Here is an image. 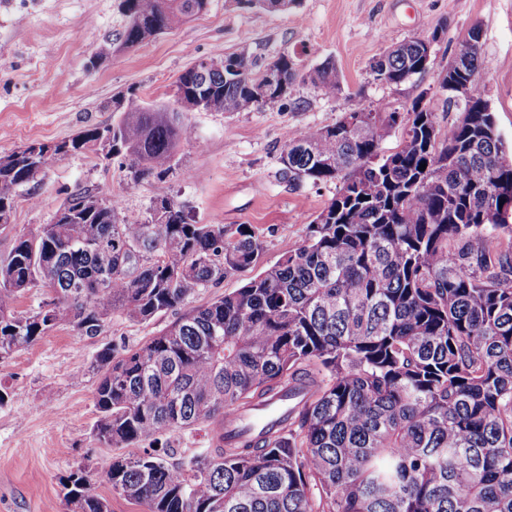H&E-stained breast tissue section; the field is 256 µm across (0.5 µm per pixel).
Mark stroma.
Instances as JSON below:
<instances>
[{
  "label": "stroma",
  "instance_id": "1",
  "mask_svg": "<svg viewBox=\"0 0 512 512\" xmlns=\"http://www.w3.org/2000/svg\"><path fill=\"white\" fill-rule=\"evenodd\" d=\"M120 0H0V154L27 142L54 143L89 125L111 123L112 101L169 104L178 77L197 58H223L249 49L262 59L295 55L302 74L333 60L340 92L323 95L311 83L291 97L252 112L181 113L195 132L181 143L177 163L164 178L129 185L119 161L68 156L23 186L10 224L0 226V256L17 235L49 223L68 193L79 188L119 197L141 213L162 196L174 197L193 220H217L227 235L239 225L259 232L257 267L228 272L190 296L185 309L236 291L258 269L274 265L303 241L308 223L336 192L335 184H293L281 171L283 136L291 128H321L344 112L390 106L406 112L423 98L439 133L459 113L437 80L472 26L481 29L478 90L512 145V0H300L285 12L242 10L233 0H209L206 10L139 47L113 55L97 68L96 46L116 34L125 18ZM439 33L424 74L401 85L373 82L370 62L395 43ZM178 317L167 311L146 322L113 314L103 334L80 336L62 325L28 348L0 359V512H68L62 476L91 470L96 494L112 512H146L145 505L114 493L104 477L114 451L92 434L97 418L95 356L106 346L134 349Z\"/></svg>",
  "mask_w": 512,
  "mask_h": 512
}]
</instances>
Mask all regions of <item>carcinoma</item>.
Listing matches in <instances>:
<instances>
[{
    "label": "carcinoma",
    "mask_w": 512,
    "mask_h": 512,
    "mask_svg": "<svg viewBox=\"0 0 512 512\" xmlns=\"http://www.w3.org/2000/svg\"><path fill=\"white\" fill-rule=\"evenodd\" d=\"M240 9L286 11L299 0H233ZM208 0H121L125 25L100 43L104 61L180 27ZM464 67L481 68L480 40ZM269 66L277 101L305 81L283 52L261 63L243 48L224 70L196 59L179 78L184 110L263 107ZM429 63L417 38L370 65L373 81L401 85ZM312 85L333 97L336 64ZM110 125L0 155V224L19 189L63 157L129 161L131 181L163 177L193 138L178 110L113 101ZM360 135L347 116L289 131L280 163L288 182L336 183L303 243L235 292L193 308L135 349L107 346L95 363V439L119 453L106 479L148 512H512V149L492 112H466L438 136L434 114L381 116ZM403 126L396 150L382 143ZM426 169L419 170L421 165ZM262 243L248 226L200 224L165 197L143 214L73 192L47 224L0 258V358L66 323L98 336L116 312L147 321L175 310L233 270L255 266ZM33 288L53 293L16 310ZM299 403L283 434L224 432L238 407ZM206 425L211 447L191 455L145 448ZM70 512H111L86 468L62 478Z\"/></svg>",
    "instance_id": "cac0c4a2"
}]
</instances>
